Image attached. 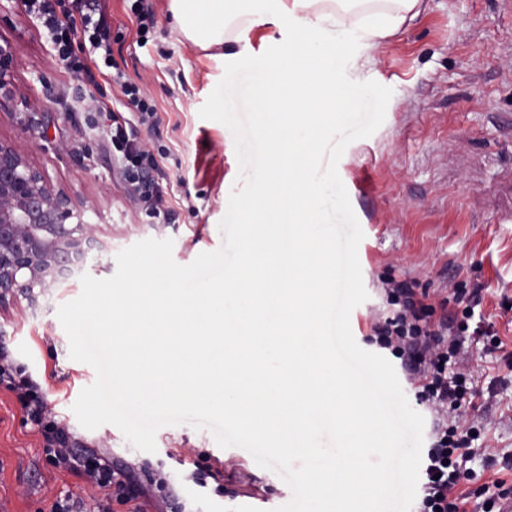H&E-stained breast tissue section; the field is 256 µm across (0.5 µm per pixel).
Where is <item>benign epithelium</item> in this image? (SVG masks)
Returning <instances> with one entry per match:
<instances>
[{
    "instance_id": "7a95c632",
    "label": "benign epithelium",
    "mask_w": 512,
    "mask_h": 512,
    "mask_svg": "<svg viewBox=\"0 0 512 512\" xmlns=\"http://www.w3.org/2000/svg\"><path fill=\"white\" fill-rule=\"evenodd\" d=\"M14 62L0 44V90ZM99 241L71 198L12 143L0 139V305L22 295L35 308L75 265L99 257Z\"/></svg>"
}]
</instances>
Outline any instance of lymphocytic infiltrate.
<instances>
[{
	"mask_svg": "<svg viewBox=\"0 0 512 512\" xmlns=\"http://www.w3.org/2000/svg\"><path fill=\"white\" fill-rule=\"evenodd\" d=\"M28 6L42 16L57 55L69 70L86 69L73 47L80 37L87 38L93 51L99 52L104 66H111L112 25L101 0H28ZM112 81L119 85L135 117L129 120L112 114L106 142L122 178L132 185L138 206L150 218L168 220L172 208L160 185L167 154L154 152L128 130L134 120L153 127L157 122L155 106L137 84L118 75ZM385 285L386 302L392 312L372 323L371 330L411 376L418 404L439 418L435 442L427 455L419 512H468L470 495L459 485L472 454V431L465 425L466 408L471 403L469 367L455 337L469 331L475 297L456 291L451 300L437 301L412 281L392 277ZM1 383L20 392L33 422L42 423L47 462L103 491L105 501L99 506L100 512H107L109 502L126 505L151 493L161 498L166 512H192L167 479L147 463L133 464L121 471L111 466L103 449L90 448L75 454L67 428L42 422L44 403L36 386L29 379H15L12 366L6 362L0 364Z\"/></svg>",
	"mask_w": 512,
	"mask_h": 512,
	"instance_id": "1",
	"label": "lymphocytic infiltrate"
}]
</instances>
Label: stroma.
Returning <instances> with one entry per match:
<instances>
[{
  "mask_svg": "<svg viewBox=\"0 0 512 512\" xmlns=\"http://www.w3.org/2000/svg\"><path fill=\"white\" fill-rule=\"evenodd\" d=\"M137 3L155 16L143 37ZM103 4L113 60L157 109L155 127L135 132L169 153L162 188L172 219L157 224L138 209L104 147V120L85 93L88 74L66 69L25 0H0V43L10 42L16 54L10 93L0 99V138L70 196L95 228L102 260L115 261L121 250L152 238L172 240L174 261L187 265L221 247L218 223L231 192L242 186L232 132L199 115L225 62L179 34L169 0ZM285 35L284 28L244 17L224 29L226 39L258 52ZM370 54L369 64L348 65L349 78L376 81L393 95L383 124L349 144L337 165L364 233L358 259L368 298L352 311L350 327L362 349L378 352L370 326L386 310L381 280L390 272L439 300L461 286L479 289L475 314L493 323L505 344L491 353L482 337L464 342L476 392L469 424L478 435L467 488L479 494L497 478L512 484V222L494 216L498 189L512 180V13L501 0H428ZM81 291L75 273L50 289L39 308L22 297L0 307V355L38 383L44 420L65 426L81 445L104 449L115 465L150 463L195 512H275L288 503L292 491L276 472L242 448H220L209 430L162 427L156 452L148 453L114 425H80L72 407L96 371L71 358L57 311ZM44 446L29 409L0 385V512H49L69 492L95 512L97 488L54 469ZM200 455L220 470L222 493L189 481Z\"/></svg>",
  "mask_w": 512,
  "mask_h": 512,
  "instance_id": "1",
  "label": "stroma"
}]
</instances>
